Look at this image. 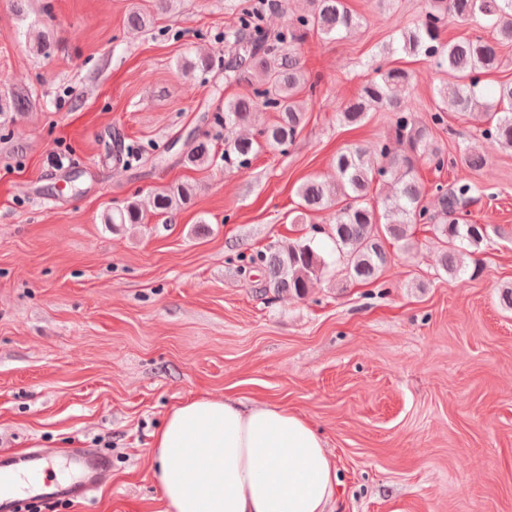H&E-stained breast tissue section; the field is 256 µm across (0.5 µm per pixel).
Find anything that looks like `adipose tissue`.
<instances>
[{
	"label": "adipose tissue",
	"instance_id": "adipose-tissue-1",
	"mask_svg": "<svg viewBox=\"0 0 512 512\" xmlns=\"http://www.w3.org/2000/svg\"><path fill=\"white\" fill-rule=\"evenodd\" d=\"M149 456L167 512H332L337 476L325 439L276 405L180 402Z\"/></svg>",
	"mask_w": 512,
	"mask_h": 512
}]
</instances>
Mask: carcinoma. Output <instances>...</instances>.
I'll return each mask as SVG.
<instances>
[{"label": "carcinoma", "instance_id": "cac0c4a2", "mask_svg": "<svg viewBox=\"0 0 512 512\" xmlns=\"http://www.w3.org/2000/svg\"><path fill=\"white\" fill-rule=\"evenodd\" d=\"M173 0H153L152 9L130 12L127 26L136 32L150 27L154 15L169 12ZM307 8L288 14V27L271 33L254 21L249 13L242 14L236 26L224 32L227 56L221 61L224 77L252 87V93L224 103V162L244 163L263 148L285 150L299 133L307 99L305 90L313 91L308 83L294 44L310 32L326 38L353 33L363 17L346 0H306ZM472 22L489 30L491 36L474 34L458 40H444L445 20ZM393 51L422 54L436 67L454 73L456 81L436 91L439 102L430 115V124L413 118L410 74L399 68H387L382 59L372 58L368 67L376 76L366 81L349 105L337 112L339 121L356 125L367 118L368 112L386 108L394 112V135L368 150L350 145L336 153V180L333 186L309 179L302 183L297 195L305 211H331L333 224L328 237L344 262L346 276L356 282L373 283L390 263L385 242L393 240L406 249L413 247V227L430 224L445 248L441 265L449 276L466 271V259L472 257L484 242L487 228L470 224L462 217L464 205L475 186L459 182L451 190L436 187L441 221L423 205L426 190L417 177L422 160L437 168L445 166L448 156L434 141L432 127L443 122L448 108L466 115L484 118L477 136L492 139L504 150L512 151V81L497 84L489 94L482 90V75L503 65L499 48L512 43V0H426V7L411 27L400 30ZM215 66L209 55L186 59L181 68L185 73L208 72ZM24 99L9 92L0 93V116L21 112ZM272 109L277 120L269 125L258 123L260 112ZM213 160L205 141L194 144L187 152L185 163L205 166ZM484 157L472 148L462 150L453 164L469 170L483 166ZM392 186V195L374 202V186ZM192 189L187 185L170 186L154 193L153 212L168 214L185 205ZM146 212L142 204L131 201L106 216L107 224H142ZM265 272V289L277 295L288 294L304 298L313 281L319 279L327 262L310 239L296 240L286 245H271L258 257Z\"/></svg>", "mask_w": 512, "mask_h": 512}]
</instances>
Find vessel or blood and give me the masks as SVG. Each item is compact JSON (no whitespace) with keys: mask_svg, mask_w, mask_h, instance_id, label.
Instances as JSON below:
<instances>
[{"mask_svg":"<svg viewBox=\"0 0 512 512\" xmlns=\"http://www.w3.org/2000/svg\"><path fill=\"white\" fill-rule=\"evenodd\" d=\"M57 459L64 460L66 467L74 470L78 478L67 485L44 481L39 487V494L44 500L85 498L108 485L112 479L108 458L95 448H39L22 457L1 453L0 512H17L27 493L25 481L47 472Z\"/></svg>","mask_w":512,"mask_h":512,"instance_id":"b4317fda","label":"vessel or blood"}]
</instances>
